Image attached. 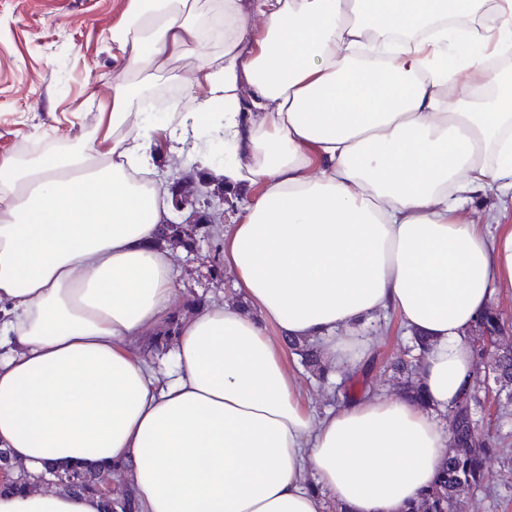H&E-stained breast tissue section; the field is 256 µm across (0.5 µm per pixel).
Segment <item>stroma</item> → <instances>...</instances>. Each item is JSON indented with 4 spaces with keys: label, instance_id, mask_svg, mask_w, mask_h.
Returning a JSON list of instances; mask_svg holds the SVG:
<instances>
[{
    "label": "stroma",
    "instance_id": "obj_1",
    "mask_svg": "<svg viewBox=\"0 0 512 512\" xmlns=\"http://www.w3.org/2000/svg\"><path fill=\"white\" fill-rule=\"evenodd\" d=\"M129 0H0V156L43 154L87 143L95 133L100 101L111 99L118 64L112 29L127 16ZM193 250L174 257L175 301L200 297L237 301L232 274L218 254L217 236L196 230ZM381 332L362 373L372 393L397 395L389 361L408 338L395 317L371 322ZM303 404L320 413L345 405L334 379L319 380L287 354ZM474 418L512 453V400L479 404ZM466 512H512V463L492 458L485 486L466 499Z\"/></svg>",
    "mask_w": 512,
    "mask_h": 512
}]
</instances>
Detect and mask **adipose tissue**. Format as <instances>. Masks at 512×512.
<instances>
[{
	"label": "adipose tissue",
	"mask_w": 512,
	"mask_h": 512,
	"mask_svg": "<svg viewBox=\"0 0 512 512\" xmlns=\"http://www.w3.org/2000/svg\"><path fill=\"white\" fill-rule=\"evenodd\" d=\"M99 135L0 160V512H101L36 487L48 468L125 478L138 512H406L448 453L469 339L512 293V0H130ZM216 53H209V46ZM187 62L204 98L155 126L150 83ZM248 193L220 231L241 303H195L174 365L142 347L173 318L161 148ZM394 314L425 337V402L370 394L317 414L267 333L342 372Z\"/></svg>",
	"instance_id": "1"
}]
</instances>
